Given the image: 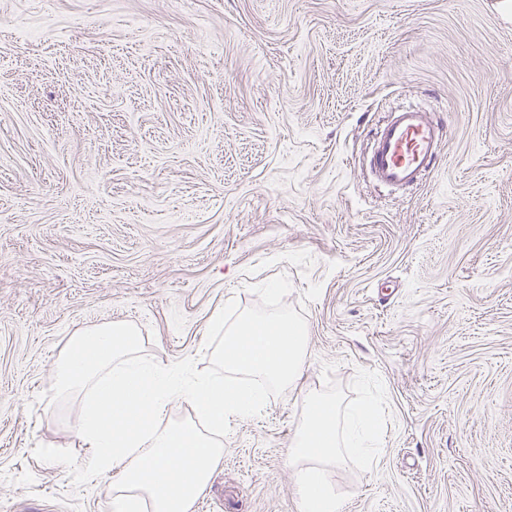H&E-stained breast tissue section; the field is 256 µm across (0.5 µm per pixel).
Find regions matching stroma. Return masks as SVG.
I'll use <instances>...</instances> for the list:
<instances>
[{
  "instance_id": "35a3bbf8",
  "label": "stroma",
  "mask_w": 512,
  "mask_h": 512,
  "mask_svg": "<svg viewBox=\"0 0 512 512\" xmlns=\"http://www.w3.org/2000/svg\"><path fill=\"white\" fill-rule=\"evenodd\" d=\"M407 105L446 141L402 193L367 160ZM280 274L309 366L231 420L194 512H299L309 390L382 399L344 512H512V0H0V512H111L33 453L89 455L47 397L74 335L202 370Z\"/></svg>"
}]
</instances>
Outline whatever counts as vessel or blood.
I'll return each instance as SVG.
<instances>
[{"instance_id":"vessel-or-blood-1","label":"vessel or blood","mask_w":512,"mask_h":512,"mask_svg":"<svg viewBox=\"0 0 512 512\" xmlns=\"http://www.w3.org/2000/svg\"><path fill=\"white\" fill-rule=\"evenodd\" d=\"M442 142L430 112L418 106L398 109L375 138L370 171L390 190H403L433 172Z\"/></svg>"}]
</instances>
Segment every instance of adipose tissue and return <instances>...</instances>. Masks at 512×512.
I'll list each match as a JSON object with an SVG mask.
<instances>
[{
	"label": "adipose tissue",
	"mask_w": 512,
	"mask_h": 512,
	"mask_svg": "<svg viewBox=\"0 0 512 512\" xmlns=\"http://www.w3.org/2000/svg\"><path fill=\"white\" fill-rule=\"evenodd\" d=\"M308 415L289 443L288 461L294 469L300 512H342L329 481L332 469L344 467L351 457L372 463L373 442L382 421L375 403L356 408L341 420L337 396L305 392Z\"/></svg>",
	"instance_id": "obj_1"
}]
</instances>
